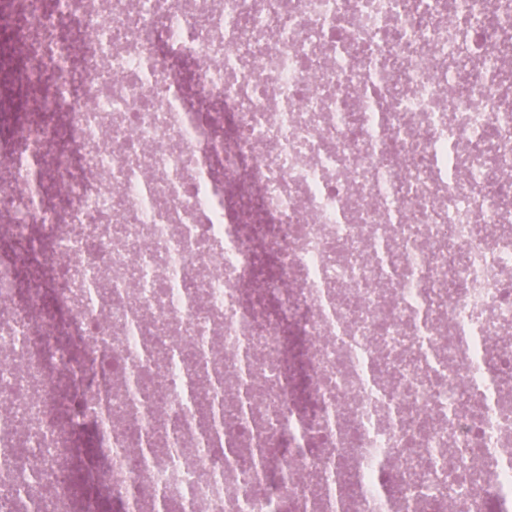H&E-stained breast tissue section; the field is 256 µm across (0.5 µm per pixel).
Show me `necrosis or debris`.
Masks as SVG:
<instances>
[{
    "instance_id": "obj_1",
    "label": "necrosis or debris",
    "mask_w": 512,
    "mask_h": 512,
    "mask_svg": "<svg viewBox=\"0 0 512 512\" xmlns=\"http://www.w3.org/2000/svg\"><path fill=\"white\" fill-rule=\"evenodd\" d=\"M24 3L0 512H512V0ZM68 437L71 444L81 448V451L75 454L71 460L73 472L81 475L95 456L97 448L96 435L93 430L86 429L76 433H69Z\"/></svg>"
}]
</instances>
